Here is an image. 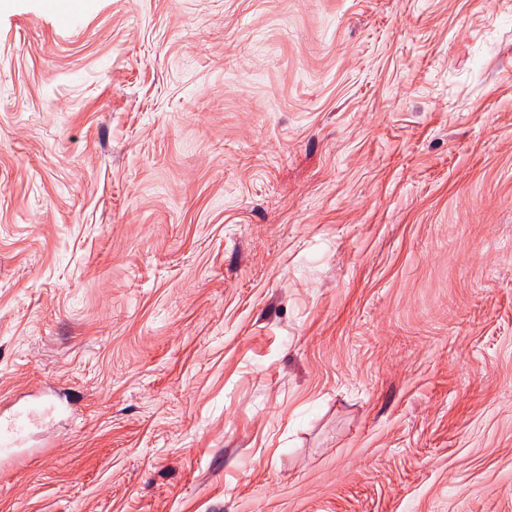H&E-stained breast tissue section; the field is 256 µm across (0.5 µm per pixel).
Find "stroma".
<instances>
[{
  "mask_svg": "<svg viewBox=\"0 0 512 512\" xmlns=\"http://www.w3.org/2000/svg\"><path fill=\"white\" fill-rule=\"evenodd\" d=\"M0 512H512V4L0 12Z\"/></svg>",
  "mask_w": 512,
  "mask_h": 512,
  "instance_id": "stroma-1",
  "label": "stroma"
}]
</instances>
